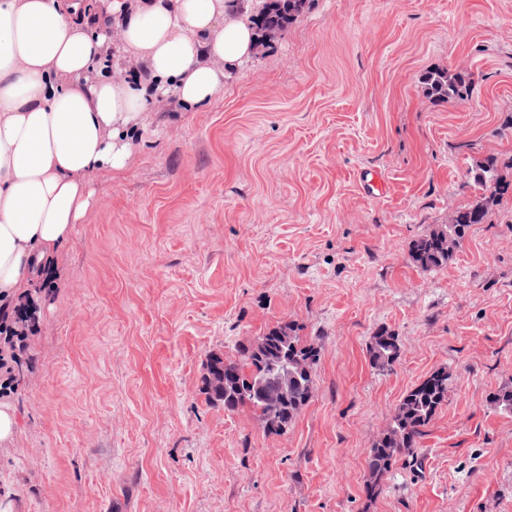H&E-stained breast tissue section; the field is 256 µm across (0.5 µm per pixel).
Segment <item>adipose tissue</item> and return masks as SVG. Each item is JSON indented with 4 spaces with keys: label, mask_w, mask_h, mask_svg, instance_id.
<instances>
[{
    "label": "adipose tissue",
    "mask_w": 512,
    "mask_h": 512,
    "mask_svg": "<svg viewBox=\"0 0 512 512\" xmlns=\"http://www.w3.org/2000/svg\"><path fill=\"white\" fill-rule=\"evenodd\" d=\"M230 0H0V296L30 294L157 94L209 104L257 51ZM143 68L113 80L109 50Z\"/></svg>",
    "instance_id": "adipose-tissue-1"
}]
</instances>
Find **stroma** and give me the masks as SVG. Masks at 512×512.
Returning a JSON list of instances; mask_svg holds the SVG:
<instances>
[{
  "instance_id": "stroma-1",
  "label": "stroma",
  "mask_w": 512,
  "mask_h": 512,
  "mask_svg": "<svg viewBox=\"0 0 512 512\" xmlns=\"http://www.w3.org/2000/svg\"><path fill=\"white\" fill-rule=\"evenodd\" d=\"M467 72L471 102L425 77ZM512 183V0H308L207 106L150 105L120 175L53 256L0 443L14 512H512V193L449 261L415 240ZM380 172L374 199L358 175ZM280 321L318 338L308 405L281 434L204 384ZM395 333L392 370L372 336ZM448 373L414 458L366 496L404 394ZM368 355L372 367L383 371L392 370L399 355L397 336L388 330L377 332L372 336Z\"/></svg>"
}]
</instances>
